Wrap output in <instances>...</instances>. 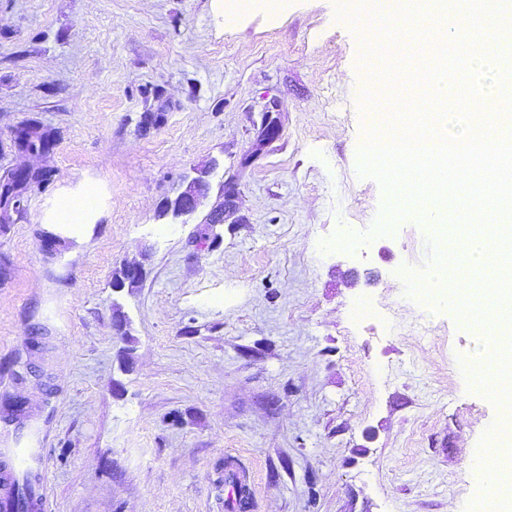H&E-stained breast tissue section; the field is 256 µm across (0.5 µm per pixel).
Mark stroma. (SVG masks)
<instances>
[{"instance_id":"stroma-1","label":"stroma","mask_w":512,"mask_h":512,"mask_svg":"<svg viewBox=\"0 0 512 512\" xmlns=\"http://www.w3.org/2000/svg\"><path fill=\"white\" fill-rule=\"evenodd\" d=\"M341 7L226 24L216 0H0V172H50L0 229V448H46L47 512H225L229 458L250 512H478L474 458L501 412L461 361L490 338L407 294L434 231L359 172L365 24ZM391 26V90L419 98L433 31ZM271 101L279 135L259 149ZM30 120L56 136L47 157L15 146ZM204 168L206 206L160 218ZM88 179L90 232L48 223ZM228 183L236 207L208 224ZM366 296L379 315L360 322Z\"/></svg>"}]
</instances>
